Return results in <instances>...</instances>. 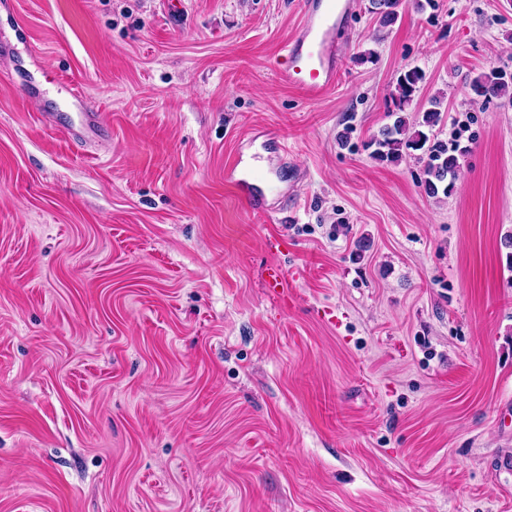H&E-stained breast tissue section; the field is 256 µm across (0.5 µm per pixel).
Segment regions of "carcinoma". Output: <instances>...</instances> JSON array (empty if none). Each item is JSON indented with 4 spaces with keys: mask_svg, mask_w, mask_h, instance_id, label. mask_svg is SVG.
Listing matches in <instances>:
<instances>
[{
    "mask_svg": "<svg viewBox=\"0 0 512 512\" xmlns=\"http://www.w3.org/2000/svg\"><path fill=\"white\" fill-rule=\"evenodd\" d=\"M372 4L378 10L379 27L394 23L395 8L400 0H372ZM423 81L424 74L415 67L400 71L392 93L393 109L389 111L393 122L382 127L370 145L374 146L373 157L388 164H397L413 152H419V160L423 162L420 187L430 198L446 197L453 191L460 157L465 150L456 141L433 133L442 121V112L436 109L440 100L433 99V107L419 113L414 120L406 116V109L413 104ZM511 86L512 81L506 79V74L495 69L482 72L471 81L472 92L486 100L504 95Z\"/></svg>",
    "mask_w": 512,
    "mask_h": 512,
    "instance_id": "carcinoma-1",
    "label": "carcinoma"
}]
</instances>
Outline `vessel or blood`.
I'll list each match as a JSON object with an SVG mask.
<instances>
[{
	"label": "vessel or blood",
	"instance_id": "1",
	"mask_svg": "<svg viewBox=\"0 0 512 512\" xmlns=\"http://www.w3.org/2000/svg\"><path fill=\"white\" fill-rule=\"evenodd\" d=\"M354 12V0H302L303 23L277 61L276 69L307 100L320 99L338 82L339 34ZM68 94L78 110L76 121L66 127L68 134L81 143L97 139L107 129L103 113L85 111V99L77 87H69ZM228 177L245 203L257 211H266L269 197L278 193L264 166L245 163L240 156L232 161Z\"/></svg>",
	"mask_w": 512,
	"mask_h": 512
}]
</instances>
